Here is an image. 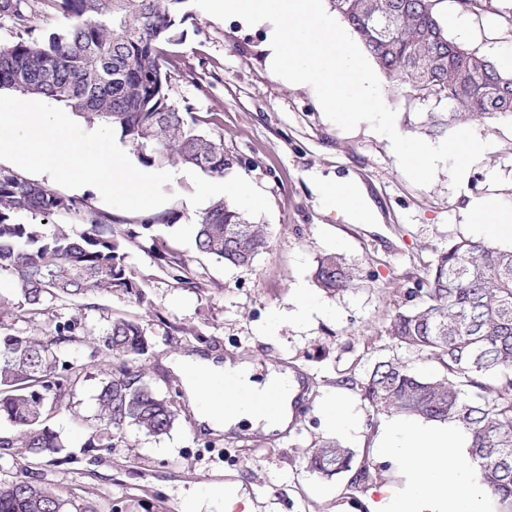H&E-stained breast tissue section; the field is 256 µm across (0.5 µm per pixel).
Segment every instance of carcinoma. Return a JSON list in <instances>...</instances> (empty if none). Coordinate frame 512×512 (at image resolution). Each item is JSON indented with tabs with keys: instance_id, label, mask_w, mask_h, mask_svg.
I'll use <instances>...</instances> for the list:
<instances>
[{
	"instance_id": "1",
	"label": "carcinoma",
	"mask_w": 512,
	"mask_h": 512,
	"mask_svg": "<svg viewBox=\"0 0 512 512\" xmlns=\"http://www.w3.org/2000/svg\"><path fill=\"white\" fill-rule=\"evenodd\" d=\"M187 0H54L70 21L59 33H36L39 0H0V20L16 40L0 44V89L45 95L75 115L110 126L144 166L181 163L222 178L238 163L222 138L196 127L189 106L170 96L171 73L162 45L177 40L188 20ZM435 0H331L333 10L407 98L446 112L428 113L430 133L476 118L512 116V76L448 38L433 11ZM75 203L9 171L0 170V276L16 288L0 291V311L38 314L48 301L119 291L143 301L126 264V245L153 239L159 217L140 231L120 230L106 215L86 224H19L20 211L51 216ZM270 232L219 198L196 224L197 249L243 267L268 246ZM327 294L353 281L343 260L322 256L314 271ZM419 306L390 316L386 334L436 360L443 373L423 377L397 359L375 363L355 384L377 415L452 421L470 437L469 454L488 491L486 512H512V250L463 239L427 268ZM79 322L58 323L46 336L0 331V460L22 448L35 460L56 462L68 447L47 425L68 408L86 369L65 351ZM151 347L142 324L117 318L96 339L95 354L118 364L100 382L86 447L109 450L126 432L161 438L178 419L173 400L153 384L144 365L130 361ZM307 468L332 478L355 470L350 488L373 479L365 460L336 441L306 451ZM0 512H106L28 473L0 477Z\"/></svg>"
}]
</instances>
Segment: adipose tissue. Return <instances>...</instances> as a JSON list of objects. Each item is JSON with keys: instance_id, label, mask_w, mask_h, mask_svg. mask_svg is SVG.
Segmentation results:
<instances>
[{"instance_id": "adipose-tissue-1", "label": "adipose tissue", "mask_w": 512, "mask_h": 512, "mask_svg": "<svg viewBox=\"0 0 512 512\" xmlns=\"http://www.w3.org/2000/svg\"><path fill=\"white\" fill-rule=\"evenodd\" d=\"M173 369L182 376L188 403L199 423L213 431L251 426L283 431L300 400L299 383L289 371L269 370L263 381L253 378L246 361L216 362L199 355L178 357ZM224 377L237 384L238 398L229 403L205 402L200 387ZM274 393V407L254 408L251 398ZM372 451L401 469L404 486L384 484L369 489L366 512H483L485 493L474 479L475 462L466 436L457 425L433 426L422 420L394 418L378 429Z\"/></svg>"}]
</instances>
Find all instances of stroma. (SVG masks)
<instances>
[{
	"label": "stroma",
	"mask_w": 512,
	"mask_h": 512,
	"mask_svg": "<svg viewBox=\"0 0 512 512\" xmlns=\"http://www.w3.org/2000/svg\"><path fill=\"white\" fill-rule=\"evenodd\" d=\"M181 41L167 45L173 64L172 98L190 106L199 130L222 137L225 154L238 158L233 172L266 195L270 214L267 248L247 267H229L200 253L194 242L195 215L184 201L193 183L166 184L170 199L160 209L172 223L152 228L160 245L186 266L194 287L177 284L168 266L139 245L126 263L142 285L144 301L121 292L95 293L71 304L50 303L37 316L0 315L9 332L48 333L56 323L78 319L79 336L69 351L85 363L72 409L52 416L50 426L69 446L59 462L43 467L16 454L5 470L18 475L43 469L46 482L65 492L93 497L114 512H186L189 498H206L212 484H235L248 493L254 512H362L361 494H349V475L332 480L310 472L306 448L339 441L358 458L390 476L373 459L371 444L379 417L358 391L351 407L358 426L341 431L327 425L323 404L342 379H364L377 361L399 359L424 376L440 374L431 359L395 346L386 325L395 311L412 308L420 278L452 242L480 240L468 217L473 199L492 197L512 207V117L469 121L489 147L453 187L447 165L430 185L413 184L401 170L390 140L368 123L342 130L324 114L313 87L286 85L266 63L263 30L234 19H217L188 5ZM434 11L450 39L512 75V0H486L481 11L458 0H436ZM381 92L396 112L404 136L437 143L426 115L435 106L410 100L388 78ZM352 184L361 215L324 203L325 187ZM77 209L53 216L56 224H83L97 214L123 229H138L145 212L106 204L93 191L67 190ZM336 254L350 267L351 287L328 296L316 284L318 259ZM116 317L139 319L152 347L142 362L155 387L171 396L178 419L169 435L155 439L128 432L125 446L85 448L93 396L109 373L94 357V338ZM182 354L247 360L258 375L268 367L294 369L310 387L309 400L291 430L274 437L254 430L232 442L200 425L186 408V388L169 363Z\"/></svg>",
	"instance_id": "1"
}]
</instances>
